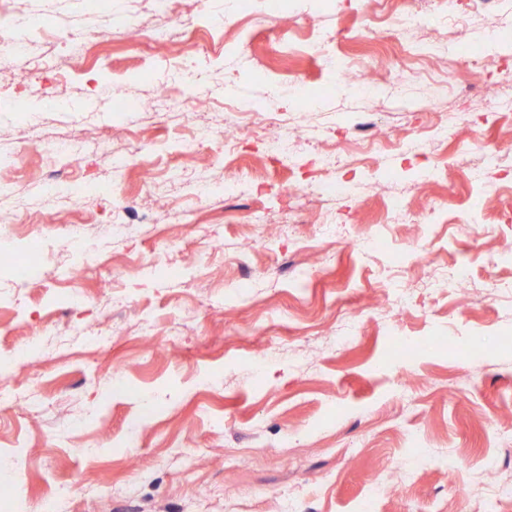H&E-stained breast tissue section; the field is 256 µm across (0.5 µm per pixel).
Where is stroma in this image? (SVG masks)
Here are the masks:
<instances>
[{"mask_svg":"<svg viewBox=\"0 0 512 512\" xmlns=\"http://www.w3.org/2000/svg\"><path fill=\"white\" fill-rule=\"evenodd\" d=\"M19 6L22 26L0 28L21 42L0 99L24 106L0 112V213L26 236H0V255L40 254L44 275L19 288L0 265V360L18 396L0 407V476L21 488L25 512L50 495L59 512H284V491L293 512H485L490 477L512 479V166L473 184L466 128L434 134L465 108L490 144L512 140V118L477 111L469 91L512 99V0H461L478 70L450 52L442 0H423L424 29L383 43L362 0H280L274 15L263 0H205L183 16L202 44L189 64L207 102L193 112L158 97L194 92L179 79L180 46L112 23L150 18L148 0ZM318 30L373 73L374 93L336 82L313 49ZM34 56L53 70L30 71ZM243 102L274 122L231 148L182 153L196 125L223 127ZM414 133L431 139L425 154L399 149ZM277 137L294 167L268 154ZM73 138L83 148L64 170L46 146ZM327 150L356 191L327 207L306 198L282 223L289 186L318 176ZM116 153L141 156L156 180L115 171ZM431 164L438 180L420 183ZM104 183L132 207L94 193ZM201 183L216 190L205 202ZM443 196L447 212L428 214ZM397 198L414 222H392ZM70 200L91 218L78 235L64 226ZM327 215L339 223L331 240ZM363 236L375 248L359 250ZM81 245L99 263L64 287ZM157 256L182 275L148 270ZM460 264L465 294L435 287ZM398 284L414 299L403 314L378 305ZM89 332L108 344L86 346ZM111 376L121 387L102 395ZM377 474L395 490L374 500Z\"/></svg>","mask_w":512,"mask_h":512,"instance_id":"stroma-1","label":"stroma"}]
</instances>
